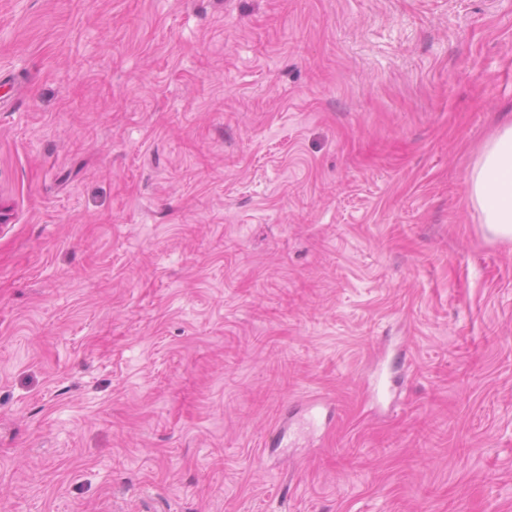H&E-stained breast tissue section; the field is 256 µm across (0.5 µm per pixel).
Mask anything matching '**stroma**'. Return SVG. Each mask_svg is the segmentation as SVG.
Wrapping results in <instances>:
<instances>
[{"instance_id": "obj_1", "label": "stroma", "mask_w": 512, "mask_h": 512, "mask_svg": "<svg viewBox=\"0 0 512 512\" xmlns=\"http://www.w3.org/2000/svg\"><path fill=\"white\" fill-rule=\"evenodd\" d=\"M1 96L0 512H512V0H0ZM470 199L479 207L486 231L512 242V124L485 143L469 176Z\"/></svg>"}]
</instances>
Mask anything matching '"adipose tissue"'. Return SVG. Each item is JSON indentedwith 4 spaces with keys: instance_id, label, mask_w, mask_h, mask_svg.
Instances as JSON below:
<instances>
[{
    "instance_id": "adipose-tissue-1",
    "label": "adipose tissue",
    "mask_w": 512,
    "mask_h": 512,
    "mask_svg": "<svg viewBox=\"0 0 512 512\" xmlns=\"http://www.w3.org/2000/svg\"><path fill=\"white\" fill-rule=\"evenodd\" d=\"M470 198L479 207L486 231L512 242V124L485 143L469 176Z\"/></svg>"
}]
</instances>
